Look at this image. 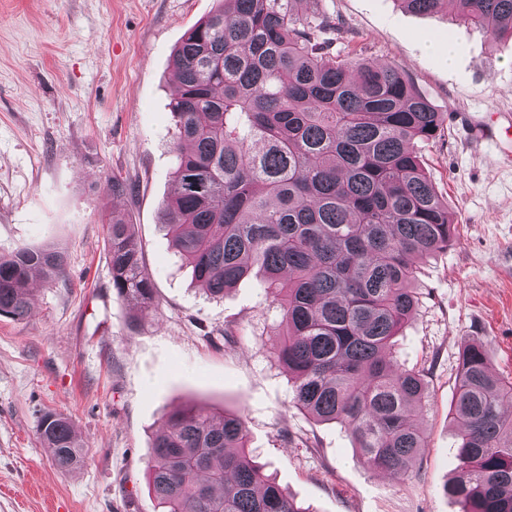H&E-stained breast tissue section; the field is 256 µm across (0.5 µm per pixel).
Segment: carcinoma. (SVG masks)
<instances>
[{"label":"carcinoma","mask_w":512,"mask_h":512,"mask_svg":"<svg viewBox=\"0 0 512 512\" xmlns=\"http://www.w3.org/2000/svg\"><path fill=\"white\" fill-rule=\"evenodd\" d=\"M172 55L176 187L162 224L175 255L212 299L259 268L285 333L276 354L291 402L343 425L376 471L408 469L425 436L427 384L398 366L392 341L419 304L415 259L448 248L455 224L415 143L440 113L393 65L332 51L333 16L301 0H220ZM512 37V0H399ZM131 185L107 179L106 195ZM112 292L153 303L152 281L119 212L106 224ZM59 247L0 256V316L25 319L33 274L65 276ZM512 381L485 346L461 354L453 417L463 421L443 491L467 512H512ZM37 435L65 471L84 461L71 420L53 412ZM163 512H311L266 471L239 414L181 407L165 414L146 466Z\"/></svg>","instance_id":"cac0c4a2"}]
</instances>
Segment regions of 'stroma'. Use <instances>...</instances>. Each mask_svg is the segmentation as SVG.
Returning <instances> with one entry per match:
<instances>
[{
  "instance_id": "35a3bbf8",
  "label": "stroma",
  "mask_w": 512,
  "mask_h": 512,
  "mask_svg": "<svg viewBox=\"0 0 512 512\" xmlns=\"http://www.w3.org/2000/svg\"><path fill=\"white\" fill-rule=\"evenodd\" d=\"M217 0H0V255L57 246L65 278L30 284L32 313L0 318V512H160L146 488L151 443L169 409L192 401L242 414L278 483L312 512H465L450 412L464 339L483 341L512 378V166L474 148L466 125L512 113V40L416 14L397 0H303L342 28L334 48L399 66L441 112L417 143L456 230L419 259V305L396 339L425 371L426 446L407 471L368 468L347 430L295 408L274 349L283 327L261 273L209 300L180 268L162 226L173 191L171 57ZM457 47L447 59L445 43ZM111 176L132 194L106 197ZM131 223L154 309L112 292L104 226ZM69 417L86 458L56 468L40 416Z\"/></svg>"
}]
</instances>
